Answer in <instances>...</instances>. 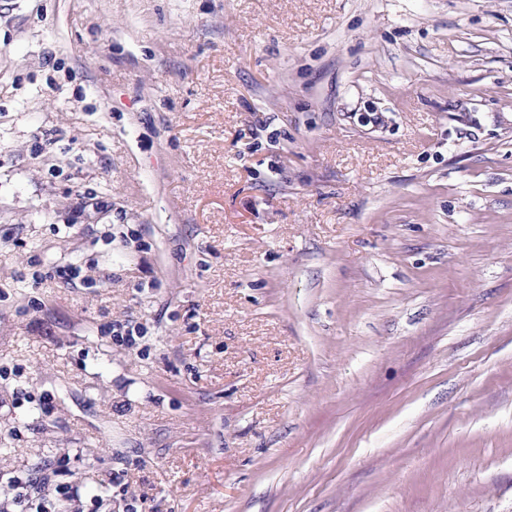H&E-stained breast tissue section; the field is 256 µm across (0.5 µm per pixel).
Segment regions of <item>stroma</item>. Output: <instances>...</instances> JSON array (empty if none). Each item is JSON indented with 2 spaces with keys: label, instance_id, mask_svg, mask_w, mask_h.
<instances>
[{
  "label": "stroma",
  "instance_id": "35a3bbf8",
  "mask_svg": "<svg viewBox=\"0 0 512 512\" xmlns=\"http://www.w3.org/2000/svg\"><path fill=\"white\" fill-rule=\"evenodd\" d=\"M0 448L98 512H512V0H0Z\"/></svg>",
  "mask_w": 512,
  "mask_h": 512
}]
</instances>
